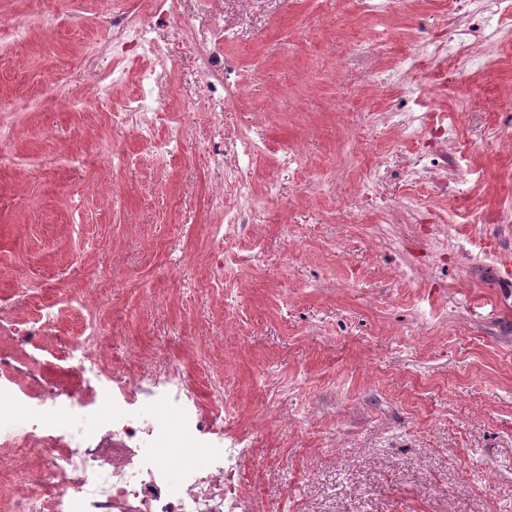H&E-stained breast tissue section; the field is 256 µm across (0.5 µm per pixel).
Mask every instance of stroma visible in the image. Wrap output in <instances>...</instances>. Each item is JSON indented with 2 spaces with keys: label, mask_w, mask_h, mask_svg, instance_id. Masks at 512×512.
Segmentation results:
<instances>
[{
  "label": "stroma",
  "mask_w": 512,
  "mask_h": 512,
  "mask_svg": "<svg viewBox=\"0 0 512 512\" xmlns=\"http://www.w3.org/2000/svg\"><path fill=\"white\" fill-rule=\"evenodd\" d=\"M220 9L224 62L247 79L217 121L180 37L211 39L201 0L173 14L0 0L33 22L19 42L0 31V99L15 107L0 305L28 316L20 277L39 302L91 284L113 365L176 357L205 407L223 368L224 441L243 449L251 512H512V17L440 72L433 51L466 23L448 0ZM119 15L151 29L160 57L115 46ZM153 91L159 120L113 129ZM257 125L266 150L217 173L209 150ZM443 148L444 194L429 164ZM240 209L250 224L228 225Z\"/></svg>",
  "instance_id": "35a3bbf8"
}]
</instances>
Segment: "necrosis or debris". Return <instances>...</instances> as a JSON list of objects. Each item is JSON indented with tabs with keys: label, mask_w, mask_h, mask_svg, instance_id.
I'll use <instances>...</instances> for the list:
<instances>
[{
	"label": "necrosis or debris",
	"mask_w": 512,
	"mask_h": 512,
	"mask_svg": "<svg viewBox=\"0 0 512 512\" xmlns=\"http://www.w3.org/2000/svg\"><path fill=\"white\" fill-rule=\"evenodd\" d=\"M474 2L452 0L468 23L443 63L485 38L490 18ZM101 301L93 288L66 297L65 306L89 316L74 336L53 304L36 305L21 323L0 310V331L17 341L59 337L55 356L78 384L63 390L43 379L23 399L0 384V512H249L240 493V450L225 445L220 412L201 407L173 358L156 357L133 376L112 369L94 320ZM78 407L92 419L75 434L68 423ZM148 447L170 455L147 458Z\"/></svg>",
	"instance_id": "necrosis-or-debris-1"
}]
</instances>
